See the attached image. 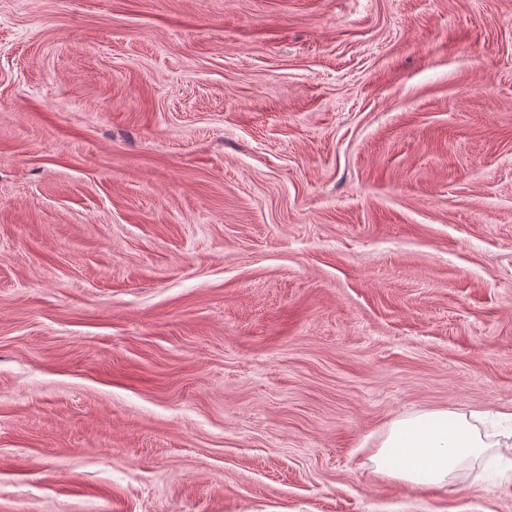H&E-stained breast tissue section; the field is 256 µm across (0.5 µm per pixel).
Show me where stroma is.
I'll list each match as a JSON object with an SVG mask.
<instances>
[{
    "instance_id": "1",
    "label": "stroma",
    "mask_w": 512,
    "mask_h": 512,
    "mask_svg": "<svg viewBox=\"0 0 512 512\" xmlns=\"http://www.w3.org/2000/svg\"><path fill=\"white\" fill-rule=\"evenodd\" d=\"M512 412V0H0V512H512L370 457Z\"/></svg>"
}]
</instances>
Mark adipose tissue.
I'll return each mask as SVG.
<instances>
[{"label":"adipose tissue","instance_id":"adipose-tissue-1","mask_svg":"<svg viewBox=\"0 0 512 512\" xmlns=\"http://www.w3.org/2000/svg\"><path fill=\"white\" fill-rule=\"evenodd\" d=\"M490 448L472 416L438 409L394 421L372 462L376 472L406 485L445 488Z\"/></svg>","mask_w":512,"mask_h":512}]
</instances>
